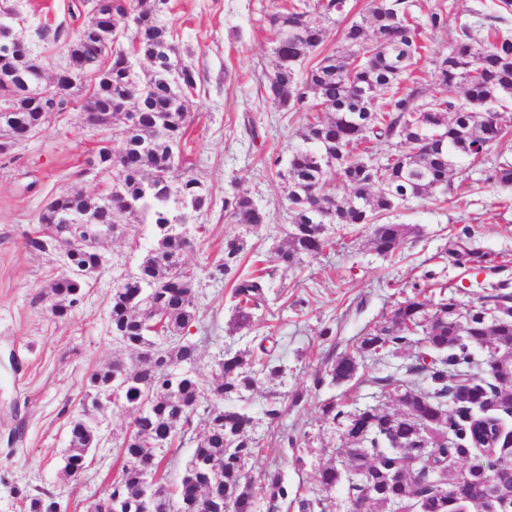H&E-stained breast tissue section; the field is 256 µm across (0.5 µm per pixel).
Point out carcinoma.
Wrapping results in <instances>:
<instances>
[{
    "instance_id": "obj_1",
    "label": "carcinoma",
    "mask_w": 512,
    "mask_h": 512,
    "mask_svg": "<svg viewBox=\"0 0 512 512\" xmlns=\"http://www.w3.org/2000/svg\"><path fill=\"white\" fill-rule=\"evenodd\" d=\"M149 0H112V22L122 28L112 50V78L97 90V111L125 115L139 108L137 122L112 132V200L116 213L112 228L125 236L120 223L125 214H141L150 238L139 246L134 270L112 288V335L121 347L136 354L135 363L120 358L93 370L86 378L95 409L111 393L126 409L140 412L119 443L122 466L94 512H112L118 497L130 512H142L150 491L163 492L153 512H257L253 484L246 466L259 453L252 435L255 425L236 405L254 390L257 377H278L284 366L262 349L224 350L213 378L196 370L197 345L185 337L196 318V273L184 260L202 224L184 230L178 223L185 213L200 215L211 203L208 188L186 172L178 173L183 139L191 122L190 98L196 94V73L181 63L164 44L178 43L177 30L147 8ZM347 0H289L268 15L274 41L275 64L267 77L266 94L277 107L303 112V145L293 149L286 164L273 161L283 185L291 216V230L277 248L286 267L313 258L335 244L329 231L368 226L370 242L380 254L393 253L409 233L405 224L384 218L410 198L451 191L466 165L488 155L505 136L512 112V35L464 22L451 51L437 65L444 96L428 97L411 66L424 45L420 23L409 0H370L367 14L345 30L348 50L326 54L306 71L301 65L323 43L324 30L313 19L317 13L333 20L346 11ZM64 24L43 25L36 36L43 44L56 43ZM156 57L150 73L140 76L134 55ZM69 65L76 71L96 68L90 52L77 38L67 44ZM379 91L368 103L366 93ZM19 106L34 99L38 88L18 84ZM419 143L418 151L391 150ZM390 149L373 160V145ZM486 181L512 186V164L499 163L486 172ZM66 209L96 211L97 198L80 191L63 200ZM224 216L230 224L252 231L270 222V215L252 198L233 191L224 196ZM27 247L46 253L56 249L44 232L30 236ZM247 248L244 237L224 238L216 270H236ZM86 283L65 276L51 281L55 316L72 313L74 290ZM273 291L271 274L259 270L236 277L232 291L231 330H252L258 312L268 308ZM480 306L463 311L452 298L434 303L414 288L399 302L390 319L362 336L357 355L331 358L314 386L352 381L359 370L356 356L380 358L407 347L417 349L405 374H420L427 388L394 375L375 379L400 410L364 407L349 412L331 400L322 415L342 428L350 447L343 456L319 470V492L288 500V482L278 470L262 476L269 512L293 504L297 512H331L329 493L343 485L350 506L365 512H448V496L457 498L459 512H478L487 494L482 471L458 470L466 458L483 453L498 468L497 490L512 494V469L507 466L512 446L494 441L478 447L477 430L512 415V371L499 367L496 349L512 350V288L491 286L479 297ZM205 423L196 447L183 460L178 483L164 482L165 450L193 425ZM97 436L88 416L70 425L66 465L68 477L81 474L87 450ZM447 483H436L438 472ZM27 512H57V503L45 493L25 497Z\"/></svg>"
}]
</instances>
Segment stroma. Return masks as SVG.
Returning <instances> with one entry per match:
<instances>
[{
  "instance_id": "obj_1",
  "label": "stroma",
  "mask_w": 512,
  "mask_h": 512,
  "mask_svg": "<svg viewBox=\"0 0 512 512\" xmlns=\"http://www.w3.org/2000/svg\"><path fill=\"white\" fill-rule=\"evenodd\" d=\"M69 0H0L16 7L21 36L42 21L67 17ZM276 0H169L166 17L180 34L182 56L197 74L192 122L182 148L192 172L210 190L212 203L199 217L206 227L200 243L185 257L197 273V316L189 338L198 346L197 369L211 377L224 348H257L270 337L285 367L276 379L260 378L245 408L256 421L253 433L263 448L248 470L259 476L280 470L290 493L308 496L318 489V470L337 459L347 441L341 429L324 420L322 404L331 398L355 407L387 404L377 378L403 375L415 351L406 349L383 362L365 361L354 380L315 387L332 355L352 351L361 336L386 322L396 303L422 287L432 300L448 295L465 307L478 305L492 284H512V187L484 180L487 165L512 163V133L487 158L454 181L444 201L414 198L390 220L409 225L411 234L388 256L377 253L367 227L336 231L334 248L284 268L277 248L290 228L283 187L272 167L302 143L303 113L277 109L265 84L274 64L267 21ZM446 8V27L424 29L426 49L413 68L429 96H441L435 61L448 54L461 22L512 34V8L501 0H414L412 13L425 21ZM107 130L89 125L72 111L16 143L0 155V512H24L35 489L52 494L59 512H87L116 475L121 460L116 443L134 413L110 407L97 415L99 446L75 478L62 472L70 423L90 407L86 378L112 359L131 360L112 334L110 302L117 281L135 266L134 241L122 237L104 250V265L85 286L71 316L51 314L46 287L65 268L59 257L30 251L28 236L39 229L45 201L65 190L97 193L101 183L87 174V161ZM247 192L272 220L258 232L228 223L224 195ZM245 235L247 248L239 273L255 265L273 270L281 298L256 320L252 332L229 334L234 279L218 273L224 239ZM332 337H323L324 327ZM292 398L280 419L263 415L270 394ZM299 438L301 457L287 450L284 436Z\"/></svg>"
}]
</instances>
